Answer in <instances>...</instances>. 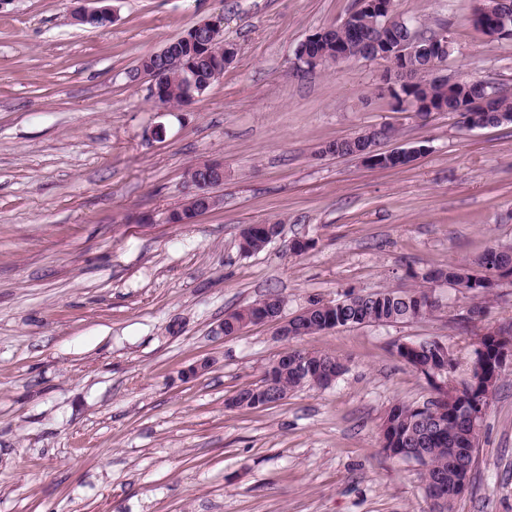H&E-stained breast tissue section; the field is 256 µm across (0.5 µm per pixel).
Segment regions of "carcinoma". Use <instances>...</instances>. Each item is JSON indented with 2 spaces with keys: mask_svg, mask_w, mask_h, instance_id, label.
<instances>
[{
  "mask_svg": "<svg viewBox=\"0 0 512 512\" xmlns=\"http://www.w3.org/2000/svg\"><path fill=\"white\" fill-rule=\"evenodd\" d=\"M211 42V49L224 45L220 32L210 36L205 31L196 34V41L189 43L180 38L172 42L174 53L191 62L197 81L209 88L208 79L212 74L214 56L204 55L201 44ZM345 44L352 57L364 56L367 45L361 38H354L349 31L338 27L329 29L320 43V50L327 56L336 53V46ZM413 75L420 83L416 92L431 103L445 104L448 111L455 113L459 122L466 123L474 102L484 95V87L478 81H466L454 89L435 84L423 72L424 61L417 56L408 62ZM140 67L155 72L157 86L167 102L180 103L184 95L183 81L175 73L164 68V62L148 55L141 59ZM358 141L351 137L338 138L320 147L322 154H351ZM271 239L261 234L243 230L240 233L239 249L253 253L264 248ZM512 274V247H490L468 264L450 263L433 268L423 274L413 271L410 277L420 284L409 291L386 289L365 296L348 294L335 304L313 302L299 318L300 329L295 337L310 336L322 332L329 325L350 328L366 324H391L423 318L438 310L427 284L441 279L453 287L465 288L481 299L493 295L499 279ZM253 305L236 309L224 315V335L236 336L244 327L254 324L250 320ZM419 348L410 351L402 360L410 365L429 384L430 397L421 403H400L392 406L380 425V434L385 443L382 450H391L392 455L407 461L410 452L421 451L425 456L423 473L426 496L439 499L433 504L432 512H452L456 498L454 487L461 477V471L472 470L475 452L479 447V433L473 428L465 403L450 395L447 390L432 384L431 376L442 364V346L445 342L432 338L431 342H418ZM346 366L339 359L319 352L296 349L269 365L260 385L242 389L236 393L231 406L245 409H259L278 404V398H262L261 390L272 384L281 392V398L304 386L324 388L327 378L333 373L341 376Z\"/></svg>",
  "mask_w": 512,
  "mask_h": 512,
  "instance_id": "1",
  "label": "carcinoma"
}]
</instances>
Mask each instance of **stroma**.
Masks as SVG:
<instances>
[{
	"instance_id": "1",
	"label": "stroma",
	"mask_w": 512,
	"mask_h": 512,
	"mask_svg": "<svg viewBox=\"0 0 512 512\" xmlns=\"http://www.w3.org/2000/svg\"><path fill=\"white\" fill-rule=\"evenodd\" d=\"M356 3L111 0L97 27L73 22L71 0L0 6V512H430L420 468L380 447L386 412L430 395L396 346L438 337L468 358L512 323V283L486 303L434 284L433 317L298 339L346 373L273 407L227 405L292 344L269 322L224 336L225 313L275 292L291 317L512 244V123L419 117L394 99L384 62L297 60ZM476 6L397 10L424 35L447 32L449 78L512 93V40L474 26ZM216 16L232 63L162 111L141 59ZM383 125L396 135L381 150L420 147L409 166L318 152ZM212 160L224 163L217 206L164 223L188 169ZM249 224L281 233L245 254ZM298 239L307 252L292 251ZM453 512H512V369Z\"/></svg>"
}]
</instances>
